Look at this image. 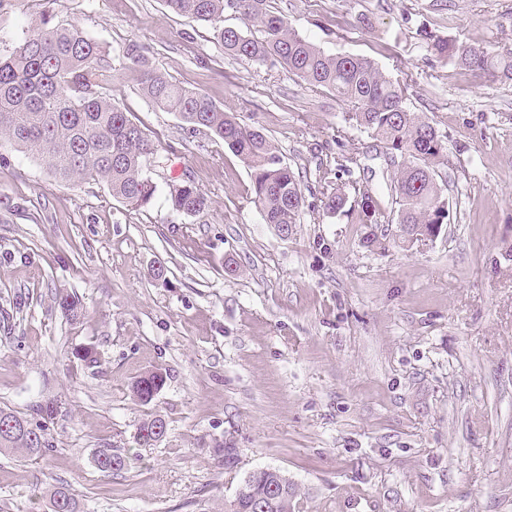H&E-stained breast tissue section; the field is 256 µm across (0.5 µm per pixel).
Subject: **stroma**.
<instances>
[{"label":"stroma","mask_w":512,"mask_h":512,"mask_svg":"<svg viewBox=\"0 0 512 512\" xmlns=\"http://www.w3.org/2000/svg\"><path fill=\"white\" fill-rule=\"evenodd\" d=\"M268 3L326 53L373 60L434 121L447 224L407 250L389 223L364 246L356 211L326 212L327 185L348 168L349 195L390 212L393 168L349 105L225 56L163 0H0V57L51 10L108 53L103 94L157 147L156 193L132 208L0 143V409L54 442L37 458L0 452V512H50L58 487L81 512H227L261 468L295 484L294 512H512V80L439 61L422 38L512 52V0ZM148 69L275 142L306 198L292 232L263 223L236 155L148 101ZM187 179L202 213L170 206ZM157 368L166 384L141 403L131 385ZM156 415L166 438L139 446ZM103 449L130 466L99 471Z\"/></svg>","instance_id":"stroma-1"}]
</instances>
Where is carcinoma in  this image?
Returning a JSON list of instances; mask_svg holds the SVG:
<instances>
[{
  "label": "carcinoma",
  "instance_id": "carcinoma-1",
  "mask_svg": "<svg viewBox=\"0 0 512 512\" xmlns=\"http://www.w3.org/2000/svg\"><path fill=\"white\" fill-rule=\"evenodd\" d=\"M174 14L207 25L224 54L263 66L278 63L314 88L326 89L352 104L348 120L381 144L390 160L401 164L393 181L397 224L405 247L432 235L433 226L448 223L445 186L435 167L445 160L447 145L432 121L407 109L399 87L367 58L328 54L288 28L283 17L267 8L266 0H164ZM240 15L260 28L251 37L236 27L224 26V13ZM427 50L437 59L465 68H478L512 80V56L492 47L480 55L455 41L429 36ZM112 70L100 45L74 26L53 23L41 15L36 31L7 58H0V139L39 156L52 175L66 181L103 182L112 197L130 206L147 205L156 186L148 176L155 145L122 105L99 93ZM144 94L159 109L173 112L186 125L210 132L238 156L250 171V202L264 223L278 232L297 224L305 204L300 180L282 159L275 143L260 129L243 124L237 113L218 106L204 93L185 88L153 72L144 74ZM348 194L336 188L324 206L334 215L345 212ZM172 210L194 215L208 207V198L190 180L170 192ZM359 221L379 224L385 217L370 193L354 199ZM160 369L147 372L132 384L134 395L151 402L164 388ZM26 423L27 431L0 441V450H25L37 457L53 447L41 426L0 410V417ZM95 465L102 472H117L129 465L121 452L100 451ZM267 473L243 482L238 506L255 498L274 497V512H291L296 488H272ZM50 512H80L76 499L63 487L50 495Z\"/></svg>",
  "mask_w": 512,
  "mask_h": 512
}]
</instances>
